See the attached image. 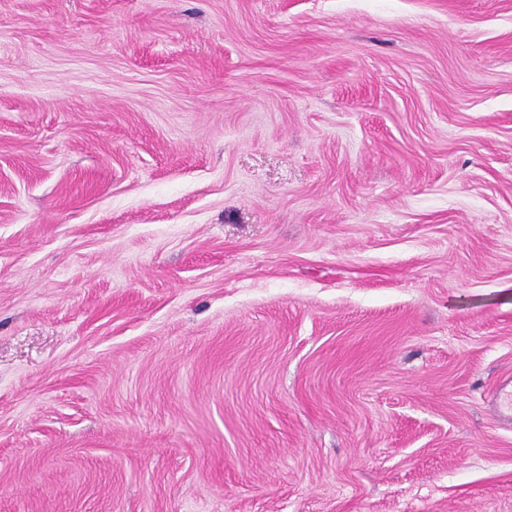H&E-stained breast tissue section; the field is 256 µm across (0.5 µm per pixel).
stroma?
<instances>
[{
    "label": "stroma",
    "mask_w": 512,
    "mask_h": 512,
    "mask_svg": "<svg viewBox=\"0 0 512 512\" xmlns=\"http://www.w3.org/2000/svg\"><path fill=\"white\" fill-rule=\"evenodd\" d=\"M512 0H0V512H512Z\"/></svg>",
    "instance_id": "1"
}]
</instances>
